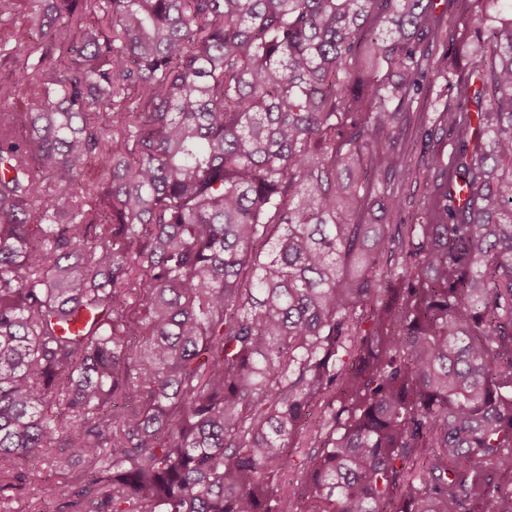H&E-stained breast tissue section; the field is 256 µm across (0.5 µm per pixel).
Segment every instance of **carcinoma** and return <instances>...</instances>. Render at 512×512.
<instances>
[{
  "label": "carcinoma",
  "mask_w": 512,
  "mask_h": 512,
  "mask_svg": "<svg viewBox=\"0 0 512 512\" xmlns=\"http://www.w3.org/2000/svg\"><path fill=\"white\" fill-rule=\"evenodd\" d=\"M29 2L0 502L49 454L41 512H512V0ZM446 99L448 100L447 96L443 95L441 96V101L436 102V106L429 107L430 105H427L425 112H428L429 119L421 126L412 124L407 130L406 155L413 165L416 162H420L427 145H430V149H432V146L435 144L446 155L451 151L452 145L448 138H444L437 143L436 140H439L442 134L438 132L435 138L436 130L434 131V121L439 115V112H436L435 109L440 108L441 110ZM432 129L433 131L431 132ZM427 134L428 136H426ZM431 136H433V139Z\"/></svg>",
  "instance_id": "cac0c4a2"
}]
</instances>
